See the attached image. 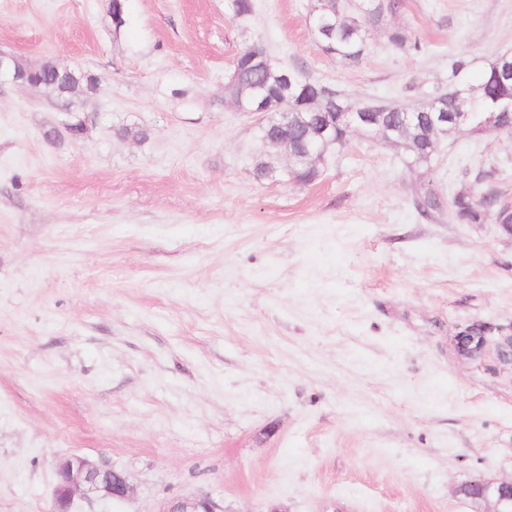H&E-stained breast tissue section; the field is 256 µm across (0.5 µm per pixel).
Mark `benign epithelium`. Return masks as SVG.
Instances as JSON below:
<instances>
[{
    "mask_svg": "<svg viewBox=\"0 0 512 512\" xmlns=\"http://www.w3.org/2000/svg\"><path fill=\"white\" fill-rule=\"evenodd\" d=\"M20 78L16 58L9 53H0V80L18 82ZM473 118L480 125L490 128L498 123L497 112H464L458 120L465 123ZM457 354L469 361L490 360L503 371H512V333L502 334L497 339L488 338L477 330H465L455 336ZM475 495L491 496L495 499L496 512H512V479L497 483L478 482L471 485ZM132 491L126 473L109 462L93 463L79 455H72L56 465L54 504L51 512H69L76 495H96L112 501H122ZM167 512H222L210 498H188L170 506Z\"/></svg>",
    "mask_w": 512,
    "mask_h": 512,
    "instance_id": "1",
    "label": "benign epithelium"
}]
</instances>
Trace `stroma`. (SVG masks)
I'll use <instances>...</instances> for the list:
<instances>
[{
  "mask_svg": "<svg viewBox=\"0 0 512 512\" xmlns=\"http://www.w3.org/2000/svg\"><path fill=\"white\" fill-rule=\"evenodd\" d=\"M0 0V51L90 71L72 106L0 83V512H51L72 455L123 469L119 502L165 512H492L461 494L512 478V375L455 336L512 331V234L419 216L479 170L512 207V135L444 137L430 165L352 138L302 185L253 175L257 115L224 83L241 48L341 90L409 107L477 81L512 50V0H403L356 63L324 54L316 0ZM59 126L49 141L44 129ZM148 128L145 141L121 126ZM191 510H188V507ZM221 508L210 498H188L172 504L166 512H222Z\"/></svg>",
  "mask_w": 512,
  "mask_h": 512,
  "instance_id": "35a3bbf8",
  "label": "stroma"
}]
</instances>
